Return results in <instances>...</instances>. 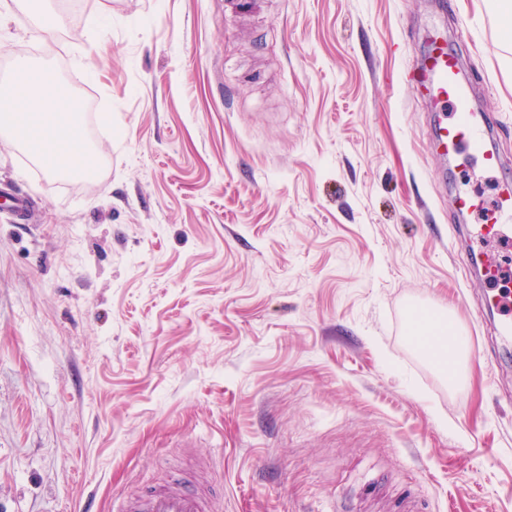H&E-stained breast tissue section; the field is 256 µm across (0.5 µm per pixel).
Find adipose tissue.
Masks as SVG:
<instances>
[{
    "label": "adipose tissue",
    "instance_id": "obj_1",
    "mask_svg": "<svg viewBox=\"0 0 512 512\" xmlns=\"http://www.w3.org/2000/svg\"><path fill=\"white\" fill-rule=\"evenodd\" d=\"M9 116L0 115V125L10 124L25 145L51 175L89 172L95 151L83 135L80 112L60 88L52 69L23 60L9 84ZM414 340L426 354H438L456 376L460 359L456 326L447 318L421 317L411 323Z\"/></svg>",
    "mask_w": 512,
    "mask_h": 512
}]
</instances>
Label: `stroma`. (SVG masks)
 <instances>
[{"label":"stroma","instance_id":"stroma-1","mask_svg":"<svg viewBox=\"0 0 512 512\" xmlns=\"http://www.w3.org/2000/svg\"><path fill=\"white\" fill-rule=\"evenodd\" d=\"M13 0L105 173L38 177L0 135V512H112L175 479L222 512H512V350L465 279L434 109L442 24L512 161V43L483 0ZM470 338L452 390L411 304Z\"/></svg>","mask_w":512,"mask_h":512}]
</instances>
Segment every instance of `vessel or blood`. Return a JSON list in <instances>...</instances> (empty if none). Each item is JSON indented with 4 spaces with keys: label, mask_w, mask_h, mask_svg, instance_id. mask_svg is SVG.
<instances>
[{
    "label": "vessel or blood",
    "mask_w": 512,
    "mask_h": 512,
    "mask_svg": "<svg viewBox=\"0 0 512 512\" xmlns=\"http://www.w3.org/2000/svg\"><path fill=\"white\" fill-rule=\"evenodd\" d=\"M416 81L436 111H449L452 122L435 123L430 137L435 149L445 157L469 155L480 161L483 170L497 179V196L492 206L469 193H458L454 205L459 213H476L480 223L463 226L464 239L479 244L497 239L504 252L480 250L463 256L464 267L474 271L483 290L482 302L499 316L495 327L504 341H512V300L501 289L512 279V164L506 163L490 143L492 123L472 105L473 90L461 76L460 62L443 37H432L422 55ZM119 512H216L209 496L173 483L150 489L144 496L125 501Z\"/></svg>",
    "instance_id": "vessel-or-blood-1"
}]
</instances>
